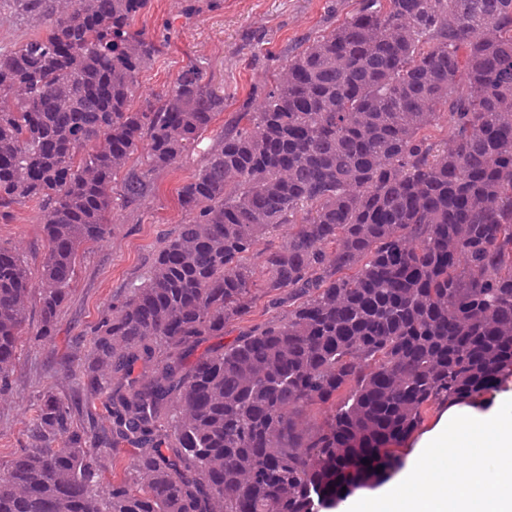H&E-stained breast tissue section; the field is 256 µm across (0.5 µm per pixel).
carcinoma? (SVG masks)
<instances>
[{"label": "carcinoma", "mask_w": 512, "mask_h": 512, "mask_svg": "<svg viewBox=\"0 0 512 512\" xmlns=\"http://www.w3.org/2000/svg\"><path fill=\"white\" fill-rule=\"evenodd\" d=\"M16 3L44 33L0 50V208L39 204L46 334L114 196L140 206L224 96L190 63L133 106L158 53L129 31L148 0ZM180 202L187 221L87 350L83 397L128 383L103 433L138 449L135 481L97 484L101 447L47 392L0 462V512H324L397 470L428 411L512 376V0H360L224 123ZM258 281L288 292V317L195 354ZM30 292L0 244V385Z\"/></svg>", "instance_id": "1"}]
</instances>
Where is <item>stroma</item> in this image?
Segmentation results:
<instances>
[{
	"label": "stroma",
	"instance_id": "obj_1",
	"mask_svg": "<svg viewBox=\"0 0 512 512\" xmlns=\"http://www.w3.org/2000/svg\"><path fill=\"white\" fill-rule=\"evenodd\" d=\"M183 0H150L133 21L136 30L161 40L154 61L138 76L137 99L171 86L188 63L201 66L212 88L224 95V111L176 164L160 171L151 197L138 209L115 207L112 233L79 251L76 278L55 324L42 333L39 315L22 337L19 360L0 389V460L28 442L44 393L72 395L82 385L90 332L111 313L112 300L140 283L154 252L187 214L179 192L217 147L229 115L262 86L305 40L331 31L356 11L359 0H220L188 18ZM41 214L35 202L0 214V243L19 249L38 272L44 256Z\"/></svg>",
	"mask_w": 512,
	"mask_h": 512
}]
</instances>
